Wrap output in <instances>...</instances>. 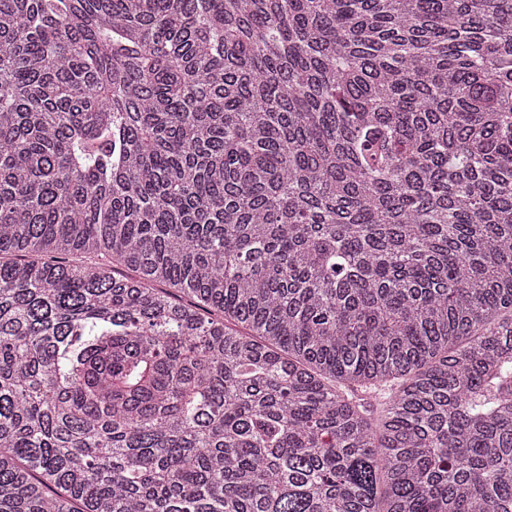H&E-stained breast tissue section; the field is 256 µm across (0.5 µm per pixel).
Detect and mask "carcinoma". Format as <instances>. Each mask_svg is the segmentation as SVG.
Returning a JSON list of instances; mask_svg holds the SVG:
<instances>
[{"instance_id":"carcinoma-1","label":"carcinoma","mask_w":512,"mask_h":512,"mask_svg":"<svg viewBox=\"0 0 512 512\" xmlns=\"http://www.w3.org/2000/svg\"><path fill=\"white\" fill-rule=\"evenodd\" d=\"M0 512H512V0H0Z\"/></svg>"}]
</instances>
